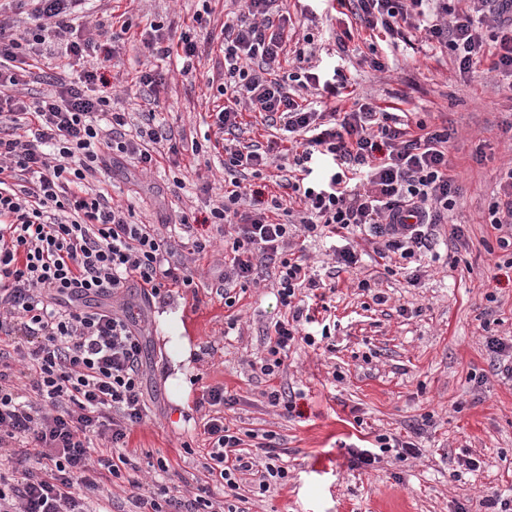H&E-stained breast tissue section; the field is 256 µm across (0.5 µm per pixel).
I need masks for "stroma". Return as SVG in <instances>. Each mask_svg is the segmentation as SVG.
I'll use <instances>...</instances> for the list:
<instances>
[{
  "instance_id": "1",
  "label": "stroma",
  "mask_w": 512,
  "mask_h": 512,
  "mask_svg": "<svg viewBox=\"0 0 512 512\" xmlns=\"http://www.w3.org/2000/svg\"><path fill=\"white\" fill-rule=\"evenodd\" d=\"M286 5L294 38L313 36L319 70L327 72L332 35L346 27L348 17L333 0ZM201 7V0H130L133 26L114 66L121 79L109 87L115 111L133 116L142 111L143 91L132 78L153 68L163 74L155 92L161 119L176 132L202 137L208 110L204 78L214 71L215 55L203 54L196 72L184 76L140 50L150 23L179 27ZM377 47L386 70L373 71L346 56L349 87L382 105L404 99L406 108L419 111L429 124L451 122L454 174L464 188L457 220L466 247L455 249L447 227H439V257L415 287L368 259L361 272L375 279L372 290L356 288L349 274H341L325 304L310 309L312 334H320L323 319H331L328 345L295 343L283 375L269 383L253 378L248 363L262 353L266 328L283 312L270 281L241 292L230 309L208 273L223 263V250L196 261L197 290L154 301L143 314L146 412L129 438L132 467L121 478L102 482L112 493V512H121L126 501L122 478L150 485L160 459L189 486L205 483L201 455L186 454L182 445L201 446L196 401L212 386L224 387L235 399L224 409L227 425L274 432L288 450L286 484L255 494L247 474L238 491H225V504L238 512H455L460 504L474 510L488 490L512 492V379L495 370L497 356L488 347L490 338H512V269L496 268L502 251L484 222L499 174L512 161V136L503 131L504 123L512 122V96L499 91L496 73L472 78L461 75L449 58L426 59L420 37L395 46L381 41ZM100 178L113 202L132 208L138 221L174 225L183 211L205 216L208 198L199 188L205 181L223 186L224 170L221 155L212 153L148 174L125 162ZM177 178L183 190H174ZM490 291L496 295L492 303L485 298ZM168 307L181 309L184 321L172 331L192 348L182 385L173 380L167 340L172 331L159 322ZM233 313L240 316L234 326ZM336 371L343 381L334 382ZM272 385L303 391L300 415H284L267 403L262 393ZM380 434L414 441L418 456L398 461L388 452L371 467L355 466L349 447H371ZM468 458L478 461V469L462 467Z\"/></svg>"
}]
</instances>
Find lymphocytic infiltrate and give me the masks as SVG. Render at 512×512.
Returning a JSON list of instances; mask_svg holds the SVG:
<instances>
[{
	"label": "lymphocytic infiltrate",
	"mask_w": 512,
	"mask_h": 512,
	"mask_svg": "<svg viewBox=\"0 0 512 512\" xmlns=\"http://www.w3.org/2000/svg\"><path fill=\"white\" fill-rule=\"evenodd\" d=\"M90 0H0V512H108L99 498L98 471L121 478L131 464L128 438L143 421L144 329L128 311V288L140 290L143 307L175 288L194 287V272L179 248L203 256L223 237L229 257L219 274L226 307L235 286L257 282L262 264L276 265V299L286 317L266 333L254 373L276 377L291 344L316 345L303 332L305 300L335 290L341 273L357 271L355 239L366 236L386 273L406 272L418 285L419 264L440 225L465 246L463 228L451 223L462 194L452 174L449 129H433L412 112L396 113L362 97L350 107H313L304 97L322 89L335 100L346 75L324 83L313 70L315 49L292 51L283 72L285 32L292 24L285 0H236L231 21L215 25L210 7L196 11L180 32L151 24L142 45L149 56L195 71L200 44H217L221 68L207 87L223 97L202 139L184 142L142 113L129 124L112 109L104 89L115 47L131 27L123 14L114 25H77ZM353 26L336 37L339 52L355 36L379 32L408 42L420 34L435 55L453 57L461 74L480 66L501 76L512 93V0H336ZM37 19L20 28L17 15ZM64 44L79 74L54 95L26 99L30 70L19 59L47 54V41ZM258 114L273 132L266 144L243 143L244 112ZM300 141L288 172L275 183L264 173L282 161L281 140ZM220 151L229 187L209 194V213L182 212L180 223H200L187 245L135 220L112 203L98 173L125 160L148 171ZM331 168L310 182L316 165ZM488 222L512 269V163L488 205ZM340 238L326 273L292 251L295 235ZM222 387L203 390L204 468L221 488L237 490L249 474L259 492L287 481L288 466L273 433L231 429L221 407L233 405ZM253 451H245V441ZM137 512H224L213 495L172 494L159 485L144 492L130 481L127 496Z\"/></svg>",
	"instance_id": "1"
}]
</instances>
